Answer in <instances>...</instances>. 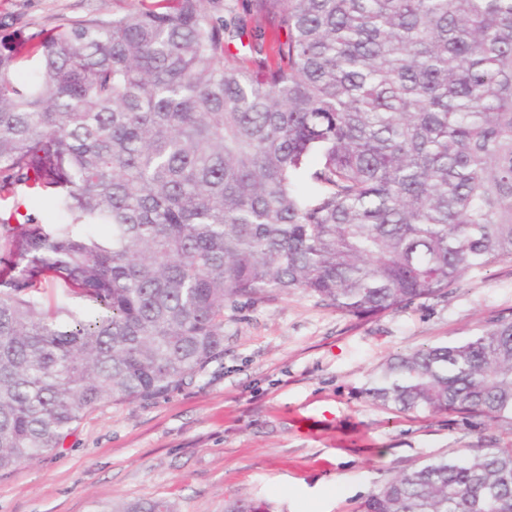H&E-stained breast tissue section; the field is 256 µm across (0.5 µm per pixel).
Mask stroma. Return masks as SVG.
I'll return each mask as SVG.
<instances>
[{"instance_id": "1", "label": "stroma", "mask_w": 512, "mask_h": 512, "mask_svg": "<svg viewBox=\"0 0 512 512\" xmlns=\"http://www.w3.org/2000/svg\"><path fill=\"white\" fill-rule=\"evenodd\" d=\"M142 0H0V40L108 18ZM512 317V261L447 296L355 317L295 292L224 311V357L167 395L88 409L62 447L0 476V512H102L161 499L224 512H359L387 480L467 449L512 447V429L385 408L365 393L383 362ZM313 417L300 428L295 414Z\"/></svg>"}]
</instances>
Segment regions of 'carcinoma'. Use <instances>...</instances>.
<instances>
[{"mask_svg": "<svg viewBox=\"0 0 512 512\" xmlns=\"http://www.w3.org/2000/svg\"><path fill=\"white\" fill-rule=\"evenodd\" d=\"M204 2L0 43V200L63 216L0 218L1 474L204 372L228 306L371 316L512 261V0H250L273 55L252 71L226 64L245 22ZM48 284L94 314L45 310ZM366 394L512 426V319L390 357ZM361 512H512V447L431 459Z\"/></svg>", "mask_w": 512, "mask_h": 512, "instance_id": "obj_1", "label": "carcinoma"}]
</instances>
